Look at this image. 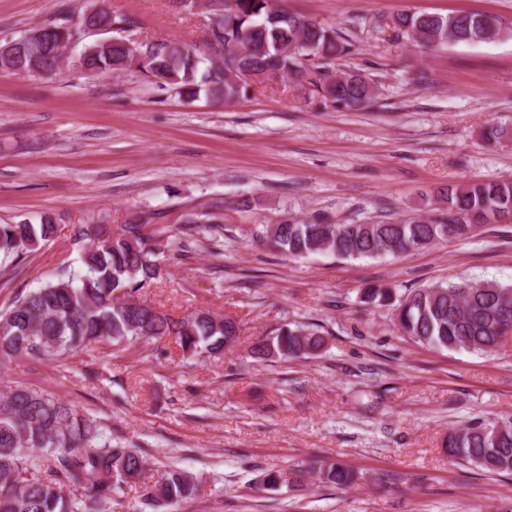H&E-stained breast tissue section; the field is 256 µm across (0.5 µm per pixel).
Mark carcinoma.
I'll return each instance as SVG.
<instances>
[{
  "instance_id": "cac0c4a2",
  "label": "carcinoma",
  "mask_w": 512,
  "mask_h": 512,
  "mask_svg": "<svg viewBox=\"0 0 512 512\" xmlns=\"http://www.w3.org/2000/svg\"><path fill=\"white\" fill-rule=\"evenodd\" d=\"M215 16L204 54L196 42L154 43L145 64L135 62L119 35L89 52V70L125 72L138 69L160 89L175 86L194 96L204 86L211 96L231 101L246 95L234 70L273 71L284 76H309V84L338 110L369 107L379 89L354 67L332 75L337 62L356 53L340 32L316 21L279 9L273 0H207ZM73 16L65 9L37 35L11 39L14 56H0V69L20 73L33 64L50 69L57 61V29ZM395 35H411L426 47L493 42L503 34L501 20L491 14H401L387 24ZM432 214L398 222H292L266 224L253 236L272 249L300 258L330 252L343 259L397 255L468 237L483 224L512 220V181H475L436 191ZM56 233L55 225L0 224V253L34 250ZM78 234L90 238L80 265L61 269L40 287L19 297L0 315V359L25 354L33 358L61 357L96 343L146 344L174 336L183 356L216 357L238 338L240 329L229 317L210 311L174 318L157 310L136 293L159 277L162 257L189 249V232H147L134 220L114 231L94 224ZM123 289L125 301L112 297ZM360 300L377 308H393L401 333L426 347L492 353L504 330L512 328V285L499 283H435L403 298L392 289L368 286ZM325 338L317 330L285 323L272 337L251 346L253 358L283 361L319 354ZM448 457L474 464L489 473H512V421L475 420L448 433ZM144 456L127 448L91 414L27 389L0 396V512H106L122 485L142 481ZM302 466L263 473L266 490L300 481ZM320 481L351 486L355 471L338 463L319 467ZM71 487L67 494L63 488ZM194 474L169 468L145 488L144 505L165 512L171 504L197 496Z\"/></svg>"
}]
</instances>
